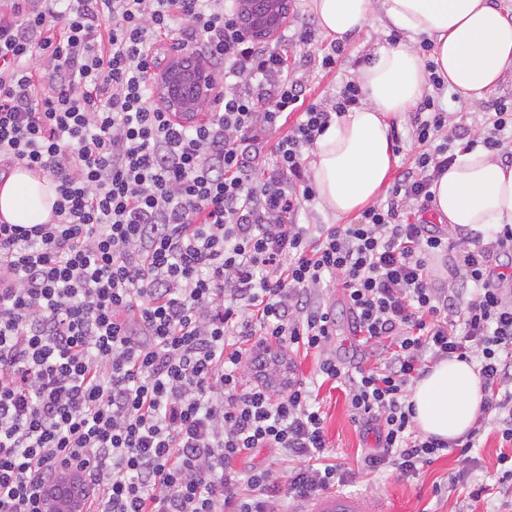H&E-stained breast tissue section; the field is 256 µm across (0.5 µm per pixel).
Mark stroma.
I'll return each mask as SVG.
<instances>
[{
  "mask_svg": "<svg viewBox=\"0 0 512 512\" xmlns=\"http://www.w3.org/2000/svg\"><path fill=\"white\" fill-rule=\"evenodd\" d=\"M313 19L311 0H298L290 7L283 32L265 38L264 43L287 55L289 69L307 80L312 97L318 99L334 96L340 86L353 80L361 60L372 59L374 53L389 47L390 35H396L385 16L384 0H373V12L365 30L345 38L343 60L329 71L312 70L306 68L305 58L316 53L326 40L317 34L312 41L302 42L297 34L304 22ZM326 298L336 308L337 327L332 347L337 357L345 360L357 357L364 359L366 365H375L374 352L355 345L342 289H330ZM269 374L277 381L294 374L317 383L318 400L326 417L324 455L328 462L340 464L345 469L343 492L362 495L372 503L385 500L391 512H512V499L498 493H491L477 502L468 496L471 481H484L490 485L496 481L497 459L503 447L494 424L485 425L468 459H461L458 449L453 448L421 469L419 476L414 478L402 476L391 467L369 472L362 470L361 459L375 448V437L364 433L353 422L346 389L318 376L315 354L294 355L270 366Z\"/></svg>",
  "mask_w": 512,
  "mask_h": 512,
  "instance_id": "obj_1",
  "label": "stroma"
}]
</instances>
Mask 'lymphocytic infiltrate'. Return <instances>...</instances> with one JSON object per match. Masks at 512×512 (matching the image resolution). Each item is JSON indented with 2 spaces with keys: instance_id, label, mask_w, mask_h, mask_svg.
Masks as SVG:
<instances>
[{
  "instance_id": "1",
  "label": "lymphocytic infiltrate",
  "mask_w": 512,
  "mask_h": 512,
  "mask_svg": "<svg viewBox=\"0 0 512 512\" xmlns=\"http://www.w3.org/2000/svg\"><path fill=\"white\" fill-rule=\"evenodd\" d=\"M236 2L0 0V181L23 165L59 195L54 221L0 224V512H43L69 470L95 512H282L335 488L307 380L277 396L241 386L248 355L266 366L273 346L314 351L319 375L346 386L377 436L369 468L414 476L448 450L416 434L408 400L431 360L475 362L478 419L512 443V225L463 234L447 285L428 261L448 234L425 218L456 148L512 158V103L471 128L430 73L411 116L419 150L387 199L357 224L300 223L316 197L304 152L361 91L312 98L283 53L245 34ZM164 38L220 83L208 122L154 102ZM336 287L380 366L331 353ZM258 448L296 458L287 483L236 471Z\"/></svg>"
}]
</instances>
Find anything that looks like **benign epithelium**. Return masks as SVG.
<instances>
[{"mask_svg": "<svg viewBox=\"0 0 512 512\" xmlns=\"http://www.w3.org/2000/svg\"><path fill=\"white\" fill-rule=\"evenodd\" d=\"M250 0H240L239 15L245 33L251 37H264L282 22L288 13V0H275L273 16L266 21L255 22L248 17ZM193 87V95L186 98L180 88L185 84ZM161 105L169 112H202L209 97L218 91L206 64L198 58L178 56L160 75Z\"/></svg>", "mask_w": 512, "mask_h": 512, "instance_id": "obj_1", "label": "benign epithelium"}]
</instances>
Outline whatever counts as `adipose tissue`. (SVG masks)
<instances>
[{"label": "adipose tissue", "instance_id": "1", "mask_svg": "<svg viewBox=\"0 0 512 512\" xmlns=\"http://www.w3.org/2000/svg\"><path fill=\"white\" fill-rule=\"evenodd\" d=\"M373 0H312L321 33L344 39L364 30ZM390 23L427 37L438 74L461 99L480 104L512 72V17L493 0H385ZM424 60L409 46L378 51L358 72L362 103L335 118L309 151L308 172L324 211L343 216L376 201L397 158L392 122L422 95ZM433 206L450 226L473 231L512 224V164L477 148L458 154L435 181ZM57 199L48 178L15 169L0 183V217L47 222ZM482 395L472 364L437 362L416 384L414 423L427 436L455 441L473 427Z\"/></svg>", "mask_w": 512, "mask_h": 512}]
</instances>
